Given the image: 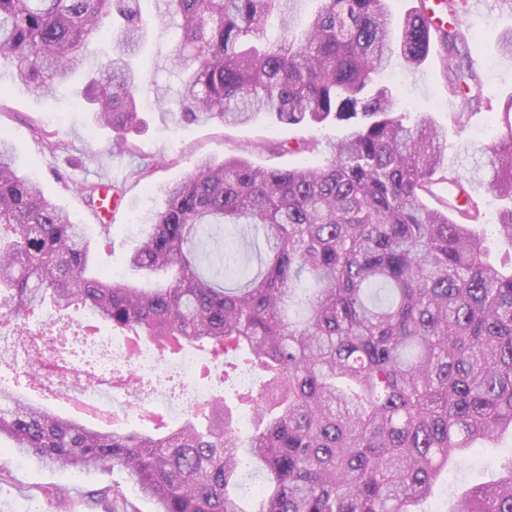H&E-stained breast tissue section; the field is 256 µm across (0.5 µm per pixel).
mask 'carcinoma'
<instances>
[{
	"mask_svg": "<svg viewBox=\"0 0 512 512\" xmlns=\"http://www.w3.org/2000/svg\"><path fill=\"white\" fill-rule=\"evenodd\" d=\"M294 2L164 0L181 119H334L349 133L317 166L204 158L157 187L164 206L127 258L152 288L93 271L96 242L18 169L0 132V322L24 331L47 302L85 309L148 343L178 336L222 366L207 370L221 395L208 414L151 433L84 425L0 387V440L17 453L119 467L157 512H246L252 479L255 512H417L451 459L512 430V255L492 257L471 180L441 165L443 129L428 115L405 124L380 77L395 56L421 65L437 36L449 94L494 113L471 165L511 245L512 95H485L465 34L433 31L426 0L397 23L389 0H318L302 30ZM148 27L139 0H0V59L38 97L87 74L80 107L124 147L143 124L134 59ZM101 40L112 56L91 69ZM438 184L448 198L431 207ZM220 224L263 241L257 269L227 247L222 280L202 271V233ZM227 386L252 415L245 431ZM97 495L106 512L133 510L118 486ZM453 512H512V457Z\"/></svg>",
	"mask_w": 512,
	"mask_h": 512,
	"instance_id": "obj_1",
	"label": "carcinoma"
}]
</instances>
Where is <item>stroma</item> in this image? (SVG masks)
<instances>
[{"mask_svg": "<svg viewBox=\"0 0 512 512\" xmlns=\"http://www.w3.org/2000/svg\"><path fill=\"white\" fill-rule=\"evenodd\" d=\"M161 5V0H140L142 14L151 25L137 64L149 96L141 129L128 136L132 152L114 149L109 129L96 125L90 113L74 110L73 92L84 86V75L74 76L47 97H35L8 84L0 86V131L14 142L21 168L40 183L46 196L61 201L92 236L107 234V245L93 255V267L114 276H129L126 259L138 243L141 224L163 205L156 187L186 179L200 158L240 156L264 168L317 164L320 156L292 152V145L303 139L333 142L346 133L343 124L333 121L288 126L264 115L238 126L185 123L176 108H158L157 99L170 98L177 82L169 68L173 34L155 22ZM454 19L467 34L485 94L495 99L512 95V57L501 55L498 48L501 33L512 29V0H457ZM387 81L394 86L408 120L426 113L447 131L444 163L466 172L467 155L487 139L492 112L473 111L462 129L450 122V113L460 110L462 102L449 96L434 52L414 69L393 61ZM280 143L285 151H277ZM105 175L122 187L123 195L104 230L94 203L80 187L98 183ZM511 452L508 434L496 443L476 447L442 475L436 495L422 503L423 512H451L457 497L469 487L496 480V458ZM109 485L121 486L138 512H156L155 504L137 493L122 469L44 467L20 454L0 452V512H103L94 493Z\"/></svg>", "mask_w": 512, "mask_h": 512, "instance_id": "obj_1", "label": "stroma"}]
</instances>
